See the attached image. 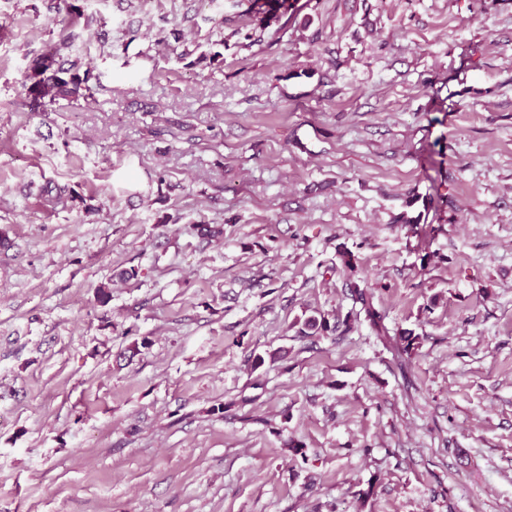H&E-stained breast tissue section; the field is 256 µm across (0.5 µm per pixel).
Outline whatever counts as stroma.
Masks as SVG:
<instances>
[{
    "instance_id": "obj_1",
    "label": "stroma",
    "mask_w": 512,
    "mask_h": 512,
    "mask_svg": "<svg viewBox=\"0 0 512 512\" xmlns=\"http://www.w3.org/2000/svg\"><path fill=\"white\" fill-rule=\"evenodd\" d=\"M296 6L0 0V512H512V0ZM295 2L296 0H250L248 14L252 18L254 34H246L245 39L252 40L258 32L259 35L251 43L261 42L263 33L272 22L278 21L288 13L291 16L297 11ZM76 48L74 38L69 36L62 39L59 45H49L46 52L33 61L32 73L26 79L33 81L27 87V95L30 99L29 106L33 112H45L59 99L78 102L80 99L92 97V87L89 85L92 79H96L91 68L85 69L82 74L76 63L69 67L63 60L62 50ZM350 288H354L352 292L356 300L361 303V310L364 311L366 320L369 321L377 335L387 336L389 331L384 324V316L374 308L372 294L365 289H361L360 285L355 281L350 282ZM353 316L352 312H348L345 315L344 319H340L339 317L336 319L333 327L330 326L329 320L322 315L321 313L318 315H310L308 316L301 324V328L299 329V333L302 335H308V331L318 332V331H336L340 324L349 325L351 318Z\"/></svg>"
}]
</instances>
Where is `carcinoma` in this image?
Returning <instances> with one entry per match:
<instances>
[{"instance_id": "carcinoma-1", "label": "carcinoma", "mask_w": 512, "mask_h": 512, "mask_svg": "<svg viewBox=\"0 0 512 512\" xmlns=\"http://www.w3.org/2000/svg\"><path fill=\"white\" fill-rule=\"evenodd\" d=\"M296 0H250L248 14L252 18L253 33L245 36V39L254 37L255 33H264L271 23L278 21L282 16L297 11ZM75 48L74 38L69 36L62 39L59 45H50L46 52L33 61L32 73L27 75L31 85L27 87V95L30 99L29 106L33 112H43L47 107L55 104L59 99L79 101L92 96L90 82L95 78L93 70L87 68L80 70L77 64H66L61 51ZM356 300L361 303L365 318L377 334L386 336L388 329L384 324V316L377 311L372 303V294L353 281L350 283ZM353 313L345 315L344 319H336L331 324L324 315H310L303 322L299 333L336 330L339 325H347L351 321Z\"/></svg>"}]
</instances>
